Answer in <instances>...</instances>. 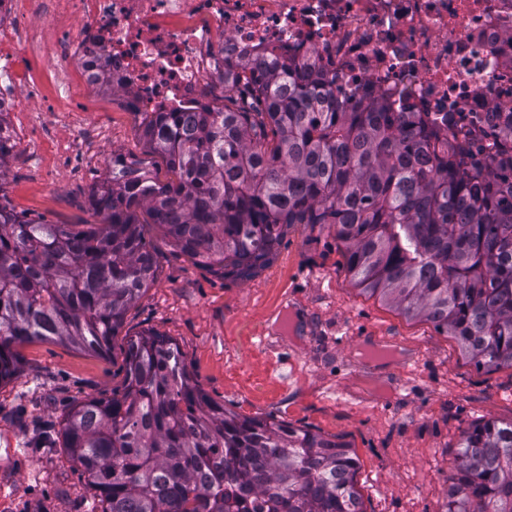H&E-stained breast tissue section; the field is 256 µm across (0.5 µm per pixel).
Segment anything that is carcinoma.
Wrapping results in <instances>:
<instances>
[{
    "mask_svg": "<svg viewBox=\"0 0 512 512\" xmlns=\"http://www.w3.org/2000/svg\"><path fill=\"white\" fill-rule=\"evenodd\" d=\"M334 83L241 62L224 104L135 120L166 177L112 156L87 229L26 219L0 194V384L26 342L109 351L156 279L146 224L224 278L265 266L290 225L326 226L363 292L454 336L477 367H512V157L478 179L419 113L340 101ZM124 371L47 435L101 512H365L347 446L211 402L172 339L129 340ZM444 512H512V421L461 430Z\"/></svg>",
    "mask_w": 512,
    "mask_h": 512,
    "instance_id": "carcinoma-1",
    "label": "carcinoma"
}]
</instances>
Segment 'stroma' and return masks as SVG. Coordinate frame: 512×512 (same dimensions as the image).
Here are the masks:
<instances>
[{
  "instance_id": "35a3bbf8",
  "label": "stroma",
  "mask_w": 512,
  "mask_h": 512,
  "mask_svg": "<svg viewBox=\"0 0 512 512\" xmlns=\"http://www.w3.org/2000/svg\"><path fill=\"white\" fill-rule=\"evenodd\" d=\"M29 24L58 35L73 20L59 0H23ZM15 58L19 88L40 101L4 113L17 145L0 193L28 219L95 224L89 192L113 154H149L121 92L83 88L55 95L77 72L52 66L32 43ZM158 279L126 315L108 355L53 341L21 346L22 366L0 385V512H91L99 502L40 429L75 402L107 398L124 382L131 337L151 329L173 339L201 390L231 411L282 419L346 444L358 460L366 512H444L448 464L460 431L482 419L512 421V368L476 367L455 340L363 293L328 230L292 225L274 259L234 281L193 265L144 228Z\"/></svg>"
}]
</instances>
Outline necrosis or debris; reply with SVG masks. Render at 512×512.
Here are the masks:
<instances>
[{"label": "necrosis or debris", "instance_id": "1", "mask_svg": "<svg viewBox=\"0 0 512 512\" xmlns=\"http://www.w3.org/2000/svg\"><path fill=\"white\" fill-rule=\"evenodd\" d=\"M41 52L86 85L106 74L131 112H205L209 79L255 57L308 64L336 97L423 112L469 154L512 126V0H68Z\"/></svg>", "mask_w": 512, "mask_h": 512}]
</instances>
